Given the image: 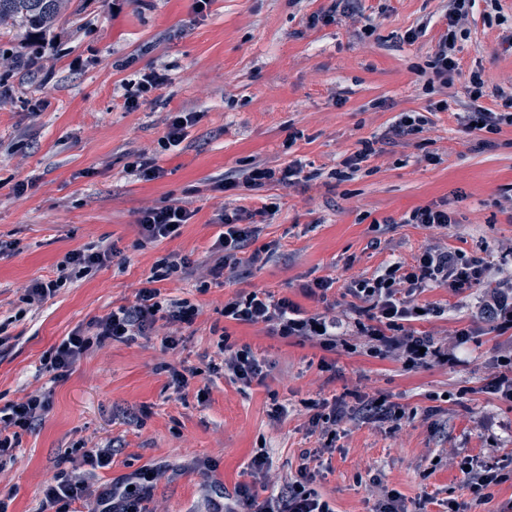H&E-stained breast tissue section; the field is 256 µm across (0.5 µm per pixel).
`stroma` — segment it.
I'll return each mask as SVG.
<instances>
[{"mask_svg": "<svg viewBox=\"0 0 512 512\" xmlns=\"http://www.w3.org/2000/svg\"><path fill=\"white\" fill-rule=\"evenodd\" d=\"M329 0H128L113 14L112 0H68L53 29L35 34L22 23L0 27V408L46 391L51 404L41 424L23 433L0 471L5 512H40L44 491L59 475L84 478L91 498L78 512H94L95 493L113 480L158 463L167 472L144 501L145 512H208L219 488L234 489L252 456L274 458L271 485L296 470L302 451L319 447L305 400L348 391L385 396L403 408L399 424L360 417L336 428V448L324 454L315 483L336 512H374L379 487L401 494L407 512H440L452 499L467 512H504L512 502V402L482 387L498 372L500 336L483 325L468 344L467 364H433L413 371L365 351L326 353L269 334L265 324L225 321L224 302L262 289L314 313L321 306L301 284L335 279L337 286L371 276L383 264L412 262L425 248L454 246L495 265L512 263V126L482 148L479 133L456 114L467 101L469 75L512 88V48L501 27L481 14L464 23L460 72L449 86L423 89L420 72L443 26L446 0H354L335 23L308 27L309 15ZM427 31L415 43L405 32ZM156 67L169 80L152 102L130 112L124 86ZM447 109H439V101ZM198 113L175 151L160 139L169 113ZM423 117L421 132L387 138L402 114ZM375 140L376 152L354 179L332 171ZM158 155L162 178L139 181L127 171L139 154ZM303 164L292 186L226 192L225 178L255 163ZM27 189L16 195L13 187ZM447 200L456 224L404 223L417 207ZM276 203L259 244L270 258L210 273L209 248L224 207ZM170 203L193 211L178 235L149 240L136 225L141 209ZM113 246L110 262L61 288L41 306L21 297L34 281L54 276L75 249ZM190 256L191 272L161 281L162 294L196 304L201 313L173 350L162 344L168 327L126 345L92 348L65 380L41 365L47 351L78 326L135 299L156 260ZM420 302L445 308L441 317L414 322L420 333L453 339L470 325L472 295L445 288ZM249 345L275 367L247 388L208 379L215 351L213 326ZM335 361V373L320 360ZM200 368L182 390L169 387L172 366ZM286 408L269 415L272 401ZM437 414H427L429 406ZM113 448L109 467L84 465V448ZM494 463L508 473L474 505L461 473L464 459Z\"/></svg>", "mask_w": 512, "mask_h": 512, "instance_id": "obj_1", "label": "stroma"}]
</instances>
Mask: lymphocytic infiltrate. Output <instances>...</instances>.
Returning a JSON list of instances; mask_svg holds the SVG:
<instances>
[{
    "label": "lymphocytic infiltrate",
    "mask_w": 512,
    "mask_h": 512,
    "mask_svg": "<svg viewBox=\"0 0 512 512\" xmlns=\"http://www.w3.org/2000/svg\"><path fill=\"white\" fill-rule=\"evenodd\" d=\"M483 3L481 12L485 24L505 25L508 17L501 0H448L444 15L445 30L432 51L425 74L426 86L447 85L459 70L457 43L461 25L472 13L476 3ZM486 83L481 71H473L469 78L466 110L459 118L464 127L480 124L485 137L480 147L492 144L491 137L503 126H512V95L495 90V97L504 101L501 112L481 106L486 97ZM303 167L293 162L284 168L255 164L241 177L226 179L225 190L241 188L259 190L272 184L289 186L299 182ZM275 204L258 209L235 207L225 210L217 218L221 231L212 245L213 277L223 276L225 270H235L244 264L260 262L262 255L271 254L270 246L261 251L247 252L248 243L259 237L263 224L275 214ZM192 212L175 204L146 209L136 220L140 235L151 240L177 235L183 224L192 219ZM115 251L112 246L97 245L69 252L57 263L51 279L38 281L26 288L21 300L32 306L54 296L60 288L74 279L87 276L103 266ZM192 265L189 256L169 254L156 261L140 288L136 299L128 305L113 308L104 317L94 319L87 326L76 328L59 344L53 346L44 358V366L54 379L68 377L77 362L95 346L111 342L132 344L150 336L157 323L171 326L194 324L199 309L189 300L162 296L160 281L176 274H187ZM499 269L485 258L467 254L458 248L426 249L412 263L392 262L377 269L371 276L351 281L345 287L349 298L343 318L328 317L334 308L331 296L334 281L319 278L302 284L304 296L322 304V311L310 314L286 297L253 291L236 295L224 304L226 320L238 324H267L273 335L282 339L310 342L323 351L339 349L352 351L349 332H356L367 348L368 355L391 357L413 370L433 363L461 365L460 348L467 344L471 331H457L452 343L443 344L434 336L417 333L412 324L422 316H443V307L420 304L419 296L430 288H445L455 293L464 291L478 294L476 322L492 325L506 339L500 345L498 374L486 382L483 390L502 401L512 402V274L490 287L492 275ZM220 362L210 363V375L224 378L232 384L251 386L261 383L269 374V365L259 359L249 345H236L229 333H221L216 342ZM50 406V396L41 392L0 408V470L12 460L22 433L32 431L42 421ZM347 401L339 397L328 401L311 399L305 404L309 423L324 435L321 447L303 452L301 462L288 481L276 489H268L264 478L273 465L268 451L257 452L247 465L250 482L237 484L230 493H222V512H334L333 508L314 487L316 471L313 467L323 453L332 451L336 427L341 421ZM163 467L154 465L130 477L113 482L110 489L99 496V512H141L140 504L152 490V482L161 478Z\"/></svg>",
    "instance_id": "f902f5d3"
}]
</instances>
